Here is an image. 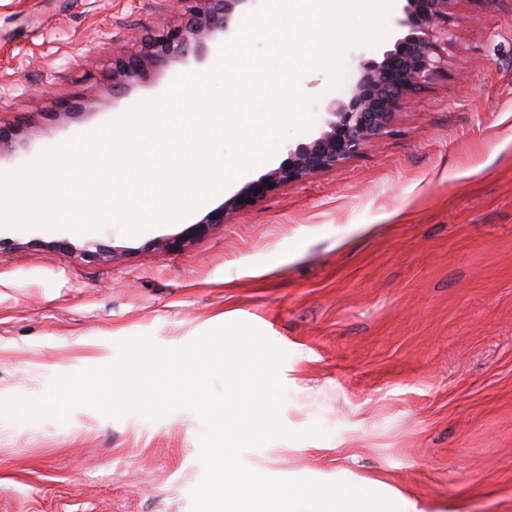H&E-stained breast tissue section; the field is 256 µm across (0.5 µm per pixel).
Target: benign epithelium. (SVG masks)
I'll use <instances>...</instances> for the list:
<instances>
[{
    "instance_id": "7a95c632",
    "label": "benign epithelium",
    "mask_w": 512,
    "mask_h": 512,
    "mask_svg": "<svg viewBox=\"0 0 512 512\" xmlns=\"http://www.w3.org/2000/svg\"><path fill=\"white\" fill-rule=\"evenodd\" d=\"M245 0H180L184 23L168 27L150 38L141 49L113 63L117 76L134 81L170 59L187 58L192 39L217 31L229 33L235 8ZM449 0H406L405 17L397 24L408 33L397 40L381 61L362 65L360 77L346 99H333L326 106L328 130L309 143H300L288 160L249 184L224 206L198 224L203 231L224 223L233 211H242L272 189L305 179L325 170L344 166L372 140L387 133L392 114L401 102L424 88L441 69L440 45L448 41Z\"/></svg>"
}]
</instances>
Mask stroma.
I'll return each mask as SVG.
<instances>
[{"instance_id":"35a3bbf8","label":"stroma","mask_w":512,"mask_h":512,"mask_svg":"<svg viewBox=\"0 0 512 512\" xmlns=\"http://www.w3.org/2000/svg\"><path fill=\"white\" fill-rule=\"evenodd\" d=\"M404 5L378 43L345 49L339 84L301 78L308 131L187 220L136 237L0 228V398L108 364L128 337L178 347L241 320L288 353L284 423L327 432L246 450L247 467L369 483L418 512H512V0H451L447 63L384 137L196 231L325 131L324 105L404 36ZM181 19L178 0H0V171L208 69L223 33L113 92V62ZM202 429L189 410L0 418V512H191Z\"/></svg>"}]
</instances>
